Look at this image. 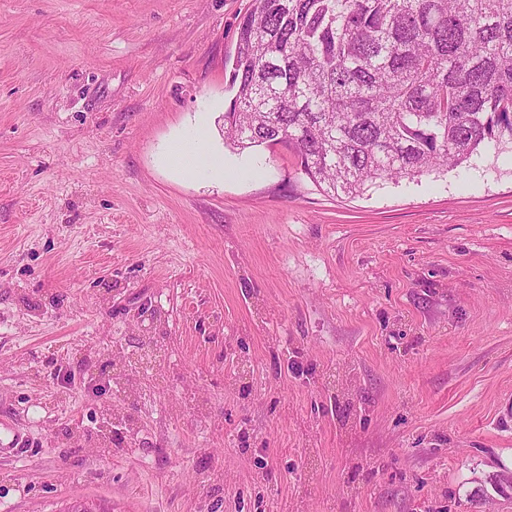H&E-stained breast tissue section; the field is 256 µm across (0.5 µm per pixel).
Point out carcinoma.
I'll use <instances>...</instances> for the list:
<instances>
[{
	"instance_id": "cac0c4a2",
	"label": "carcinoma",
	"mask_w": 512,
	"mask_h": 512,
	"mask_svg": "<svg viewBox=\"0 0 512 512\" xmlns=\"http://www.w3.org/2000/svg\"><path fill=\"white\" fill-rule=\"evenodd\" d=\"M228 83L226 144L354 198L512 145V0H254Z\"/></svg>"
}]
</instances>
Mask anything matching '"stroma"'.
<instances>
[{
  "mask_svg": "<svg viewBox=\"0 0 512 512\" xmlns=\"http://www.w3.org/2000/svg\"><path fill=\"white\" fill-rule=\"evenodd\" d=\"M252 4L0 0V512H512V151H232ZM201 142L196 137L173 141L168 147V158L182 172H190L201 164Z\"/></svg>",
  "mask_w": 512,
  "mask_h": 512,
  "instance_id": "1",
  "label": "stroma"
}]
</instances>
